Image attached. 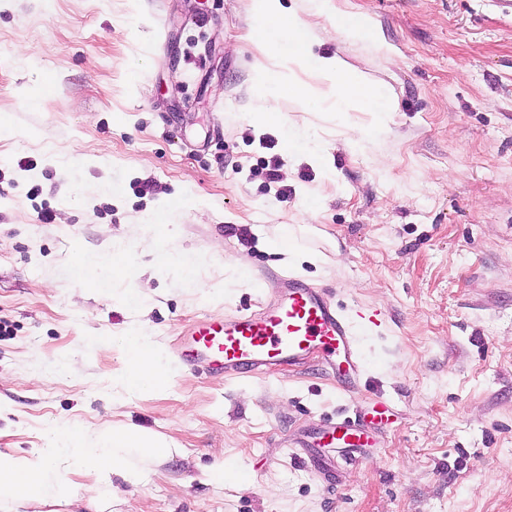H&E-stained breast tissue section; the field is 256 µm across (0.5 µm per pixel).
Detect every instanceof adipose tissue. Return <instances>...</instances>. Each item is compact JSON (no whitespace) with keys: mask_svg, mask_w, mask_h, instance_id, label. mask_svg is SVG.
Segmentation results:
<instances>
[{"mask_svg":"<svg viewBox=\"0 0 512 512\" xmlns=\"http://www.w3.org/2000/svg\"><path fill=\"white\" fill-rule=\"evenodd\" d=\"M251 10L256 19L253 37L273 50V64L261 67L254 84L259 103L257 117L270 121L275 117L274 103L282 96H290L302 104L312 101L310 89L293 82L289 74L290 69L303 66L309 58L308 30L298 18H282L280 0H251ZM316 66L334 86L339 109L345 110L357 103L370 112L388 114L396 111L397 104L392 97L376 94L372 86L349 71L340 58H320ZM126 358L127 369L122 384L128 390L164 386L166 375L147 337H127ZM125 448H138L153 456L166 454L169 450L163 440L145 433L51 428L42 447L33 449L30 455L0 452V501L37 498L49 492L60 497L68 496L70 488L58 476L62 469L94 473L97 477L94 491L102 496L111 495L112 478L116 475L127 483L140 484L143 474L128 465L121 454Z\"/></svg>","mask_w":512,"mask_h":512,"instance_id":"adipose-tissue-1","label":"adipose tissue"}]
</instances>
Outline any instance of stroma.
<instances>
[{
	"label": "stroma",
	"mask_w": 512,
	"mask_h": 512,
	"mask_svg": "<svg viewBox=\"0 0 512 512\" xmlns=\"http://www.w3.org/2000/svg\"><path fill=\"white\" fill-rule=\"evenodd\" d=\"M282 6L312 56L397 112L340 111L309 65L293 76L313 105L284 97L258 121L271 53L251 0H0V452L57 425L171 445L124 449L146 481L113 477L97 503L95 476L66 472L71 498L0 512H512V16L487 0ZM347 16L368 36L340 35ZM283 273L350 320L379 314L360 393L314 359L225 380L174 356L183 330L255 308ZM134 330L166 388L115 387ZM379 395L391 423L356 462L316 445Z\"/></svg>",
	"instance_id": "obj_1"
}]
</instances>
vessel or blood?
<instances>
[{
    "label": "vessel or blood",
    "instance_id": "1",
    "mask_svg": "<svg viewBox=\"0 0 512 512\" xmlns=\"http://www.w3.org/2000/svg\"><path fill=\"white\" fill-rule=\"evenodd\" d=\"M282 281L281 293L255 309L208 317L182 333L174 347L179 361L214 377L237 379L273 366H304L316 351L338 389L358 391L365 366L359 329L325 289L292 274ZM390 417L388 403L376 400L362 418L329 426L324 444L358 453L369 446L371 431L388 424Z\"/></svg>",
    "mask_w": 512,
    "mask_h": 512
}]
</instances>
